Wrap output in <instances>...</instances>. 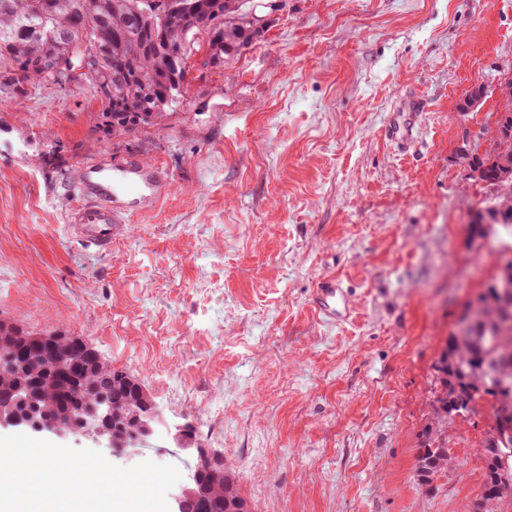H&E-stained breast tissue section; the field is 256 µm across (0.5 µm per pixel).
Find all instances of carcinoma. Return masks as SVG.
I'll use <instances>...</instances> for the list:
<instances>
[{
	"instance_id": "cac0c4a2",
	"label": "carcinoma",
	"mask_w": 512,
	"mask_h": 512,
	"mask_svg": "<svg viewBox=\"0 0 512 512\" xmlns=\"http://www.w3.org/2000/svg\"><path fill=\"white\" fill-rule=\"evenodd\" d=\"M206 9L193 15V31L208 47L211 66L250 50L259 38L254 28L251 0H201ZM224 14V26L210 30L208 16ZM187 18L172 9L171 0H0V76L19 90L56 83L46 67L48 59L65 61L74 44L87 40L96 46L82 77L101 100L100 128L113 137L131 134L163 116L179 96L188 69L175 64L165 45L168 34L182 28ZM501 157L473 154L469 165L481 168L482 181L512 196V182L499 178ZM472 220L475 229L497 224L512 229V212L483 213ZM432 420L421 448L417 477L429 485L451 463L444 433L456 414L475 412L486 397L497 416L509 412L504 393L512 390V310L503 313L492 303L479 317L448 336L433 365ZM40 390L38 404L62 427L76 425L77 410L101 397L112 406V425L125 424L135 390L125 383V372L112 367L76 337H67L59 354L26 356L17 366L0 371V401L9 392ZM506 459L487 445L482 449L484 504L512 496V480L501 479V464L512 470V440ZM202 497L212 500L213 512H238L248 501L242 496L234 465L224 471V484L204 476Z\"/></svg>"
}]
</instances>
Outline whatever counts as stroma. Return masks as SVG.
<instances>
[{"mask_svg": "<svg viewBox=\"0 0 512 512\" xmlns=\"http://www.w3.org/2000/svg\"><path fill=\"white\" fill-rule=\"evenodd\" d=\"M512 75V0H284L261 41L192 67L161 125L114 138L91 85L0 84V320L81 339L134 376L167 426L234 463L252 512H472L492 409L447 433L421 487L433 364L498 272L497 199L461 147ZM478 111H458L476 86ZM428 102L410 149L385 135L407 92ZM157 161L171 192L110 249L69 229L76 169ZM341 279L355 313L310 300ZM111 463L194 464L165 428ZM311 306L319 318L330 324L347 322L354 313L348 292L336 277L324 278L318 282Z\"/></svg>", "mask_w": 512, "mask_h": 512, "instance_id": "35a3bbf8", "label": "stroma"}]
</instances>
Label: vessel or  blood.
<instances>
[{"label": "vessel or blood", "mask_w": 512, "mask_h": 512, "mask_svg": "<svg viewBox=\"0 0 512 512\" xmlns=\"http://www.w3.org/2000/svg\"><path fill=\"white\" fill-rule=\"evenodd\" d=\"M425 107L424 98L408 93L403 111L391 116L387 138L398 146H411L417 119ZM72 183L77 204L69 222L79 237L100 249L110 248L113 239L125 234L128 218L123 205L125 199L132 198L149 207L170 190L168 173L163 167L139 161H91L74 174ZM311 306L319 318L331 324L349 321L354 313L346 288L334 277L318 282Z\"/></svg>", "instance_id": "1"}]
</instances>
